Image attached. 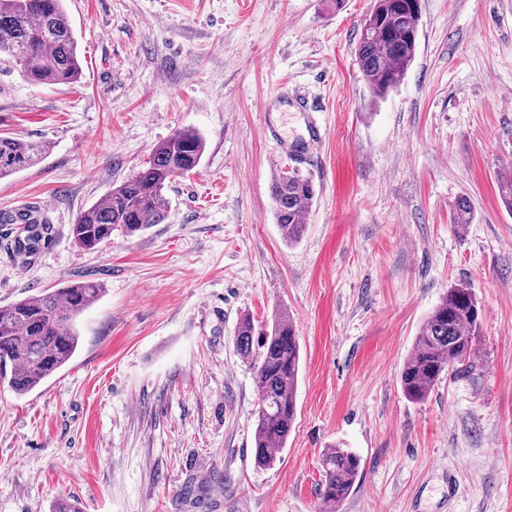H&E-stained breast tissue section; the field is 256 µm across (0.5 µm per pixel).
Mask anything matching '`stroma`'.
Instances as JSON below:
<instances>
[{"mask_svg":"<svg viewBox=\"0 0 512 512\" xmlns=\"http://www.w3.org/2000/svg\"><path fill=\"white\" fill-rule=\"evenodd\" d=\"M374 4L65 0L78 82L0 72V134L48 145L0 180V212L50 226L23 254L0 224V307L103 288L64 367L24 395L0 376V512H324L339 443L361 470L338 512H512V0H421L415 58L377 101L355 61ZM186 127L206 151L166 223L78 250L77 215ZM301 153L315 196L289 245L269 186ZM456 284L484 311L481 369L410 402L400 369ZM278 311L301 344L297 419L261 469L236 330Z\"/></svg>","mask_w":512,"mask_h":512,"instance_id":"obj_1","label":"stroma"}]
</instances>
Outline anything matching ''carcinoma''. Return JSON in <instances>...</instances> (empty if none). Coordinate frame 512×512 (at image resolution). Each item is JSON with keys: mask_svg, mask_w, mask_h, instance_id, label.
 I'll list each match as a JSON object with an SVG mask.
<instances>
[{"mask_svg": "<svg viewBox=\"0 0 512 512\" xmlns=\"http://www.w3.org/2000/svg\"><path fill=\"white\" fill-rule=\"evenodd\" d=\"M374 19L365 22L356 49L357 65L372 93L385 96L404 80L413 61L420 11L408 0H376ZM18 68L32 85H70L78 81L81 65L78 43L64 9V0H0V65ZM205 141L195 130L180 129L155 148L147 165L112 189L108 196L83 211L70 227L74 244L92 250L120 233L135 236L170 213L165 189L177 177L201 162ZM42 141L0 135V179L43 160ZM276 224L285 242L302 238L304 211L315 196L312 180L299 170L278 172L271 180ZM469 201L460 199L453 223H472ZM23 225L20 244L30 251L47 224L31 214L17 220L0 217V224ZM100 284L86 279L63 288L18 300L0 309V366L10 367V386L24 395L75 354L79 336L77 316L96 302ZM482 309L475 293L464 284L446 291L424 319L411 353L399 374L402 394L411 402L426 400L449 373H474L479 367L477 339ZM237 352L253 371L259 400L255 410L253 457L259 467H270L286 447L297 413L301 346L289 315L278 312L272 323L256 329L250 317L237 327ZM322 501L336 506L345 500L360 470V458L347 448L322 452Z\"/></svg>", "mask_w": 512, "mask_h": 512, "instance_id": "carcinoma-1", "label": "carcinoma"}]
</instances>
